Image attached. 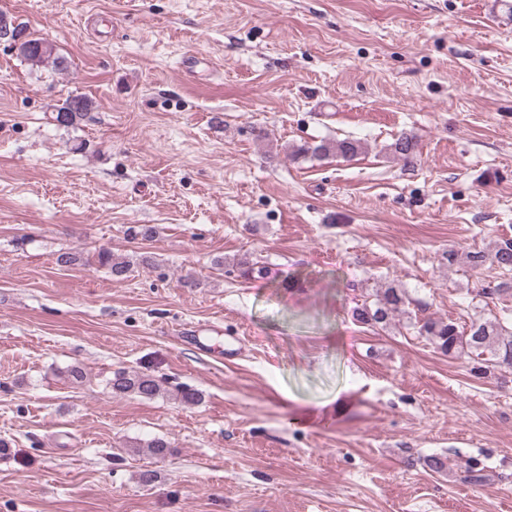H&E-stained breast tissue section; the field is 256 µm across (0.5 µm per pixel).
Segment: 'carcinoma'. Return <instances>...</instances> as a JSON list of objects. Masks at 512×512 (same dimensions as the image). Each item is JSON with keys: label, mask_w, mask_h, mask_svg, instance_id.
I'll use <instances>...</instances> for the list:
<instances>
[{"label": "carcinoma", "mask_w": 512, "mask_h": 512, "mask_svg": "<svg viewBox=\"0 0 512 512\" xmlns=\"http://www.w3.org/2000/svg\"><path fill=\"white\" fill-rule=\"evenodd\" d=\"M25 59L42 63L48 59L60 67L64 60L54 55V48L48 42L38 39H25L19 48ZM92 110V101L83 96L69 98L56 113L58 125L69 127L86 119ZM362 146L356 139L323 140L318 144L299 146L298 154L309 155L315 159L331 156L350 160L358 155ZM390 149L402 160L410 163L417 152V141L410 134H402ZM468 265L476 268L490 262L499 268L512 272V241L498 244L492 253L484 251L468 252L465 256ZM99 265L107 267L112 277L119 280L126 276L130 264L112 259V253L101 250L97 254ZM239 275L245 280L256 281L266 276V269L255 263L243 260L238 263ZM409 304L408 295L399 288L378 289L353 311L356 322L371 327H384L394 314L405 311ZM417 333L425 337L440 353L448 356L474 355L478 359L476 375H485L495 368L512 369V332L496 319L483 323H473L467 329L448 319L423 318L415 322ZM112 393L116 395H134L143 399H153L159 395L161 386L158 380L142 372L117 371L108 381Z\"/></svg>", "instance_id": "obj_1"}]
</instances>
